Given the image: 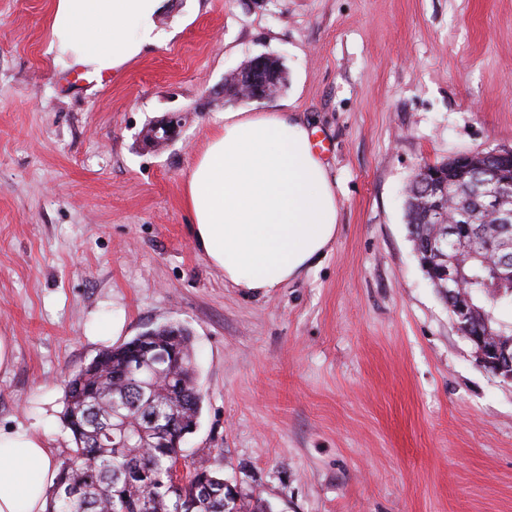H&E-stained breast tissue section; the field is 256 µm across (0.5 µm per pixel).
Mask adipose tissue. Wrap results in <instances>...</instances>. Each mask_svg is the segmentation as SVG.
Here are the masks:
<instances>
[{
	"label": "adipose tissue",
	"instance_id": "1",
	"mask_svg": "<svg viewBox=\"0 0 512 512\" xmlns=\"http://www.w3.org/2000/svg\"><path fill=\"white\" fill-rule=\"evenodd\" d=\"M165 0H52L57 64L114 74L159 43ZM197 251L225 283L260 296L308 272L330 251L339 206L308 125L293 112H228L184 186ZM56 478L44 442L0 431V512H43Z\"/></svg>",
	"mask_w": 512,
	"mask_h": 512
}]
</instances>
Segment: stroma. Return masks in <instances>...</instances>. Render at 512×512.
<instances>
[{"label": "stroma", "instance_id": "obj_1", "mask_svg": "<svg viewBox=\"0 0 512 512\" xmlns=\"http://www.w3.org/2000/svg\"><path fill=\"white\" fill-rule=\"evenodd\" d=\"M50 0H0V430L60 466L65 382L145 329L192 334L188 457L272 512H512V382L426 278L418 169L512 147V0H168L172 37L101 78L56 64ZM286 87L228 101L247 60ZM228 112H297L339 206L328 254L266 296L196 250L183 185ZM181 114L178 139L142 134ZM116 336L101 335L113 319Z\"/></svg>", "mask_w": 512, "mask_h": 512}]
</instances>
